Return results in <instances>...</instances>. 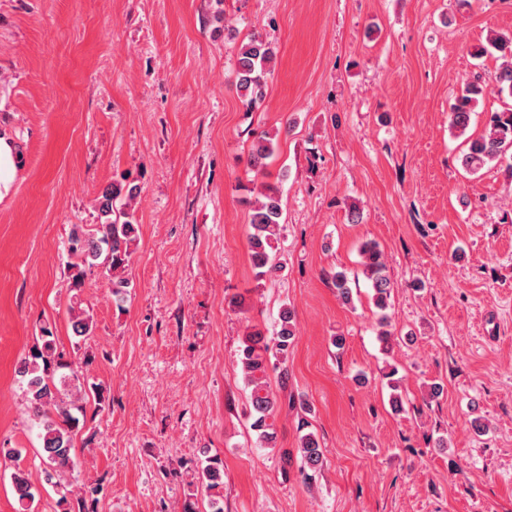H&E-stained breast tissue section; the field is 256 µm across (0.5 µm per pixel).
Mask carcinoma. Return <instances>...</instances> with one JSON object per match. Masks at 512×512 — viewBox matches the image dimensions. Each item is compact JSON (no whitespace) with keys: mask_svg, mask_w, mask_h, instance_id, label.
<instances>
[{"mask_svg":"<svg viewBox=\"0 0 512 512\" xmlns=\"http://www.w3.org/2000/svg\"><path fill=\"white\" fill-rule=\"evenodd\" d=\"M499 52L500 65L495 75L498 92L512 98V37L493 34L488 45L473 48L471 55L481 58L488 48ZM276 52L274 47L259 35L252 36L241 47L236 66L235 88L242 102L253 107L264 100L268 78L271 75ZM485 92L479 78L464 83L461 93L450 107L449 122L452 129L462 136L471 123L472 114L479 97ZM466 151L461 165L468 173H476L494 163L500 164L507 155H512V105L491 114L485 120L482 133L466 138ZM274 152L273 138L262 132L254 140L248 155V164L261 181L260 198L252 204L248 215L249 232L247 246L256 279L276 274L280 268L277 246L281 236L282 200L276 184L266 181L267 163ZM137 187L114 183L106 189L99 201L101 223L90 231H74L69 252L74 262L69 264L73 287L83 285L85 268L103 260L107 267L116 272L124 270L131 258V244L136 239V223L130 214L115 212L116 204L132 198ZM363 272L371 282L377 308L382 311L379 325H388L387 299L393 282L379 244L367 240L361 244ZM337 297L345 304L352 300L351 288L346 275L341 271L330 273ZM74 336L85 338L93 331L92 317L81 312L72 317ZM296 337L295 311L283 305L278 313L277 328L268 336L256 324L249 327L242 341L240 355L241 370L249 388L247 415L250 427L256 433L261 448H275L278 445L276 415L280 407L278 395L269 379V365L275 360L283 364L293 348ZM17 374L26 385V395L32 405L40 432L41 458L48 483L62 489L58 506L60 512H84L83 497H71L70 490L63 485L66 472L73 466L71 451L73 441L80 431V419L72 410L83 411L78 405L83 392L78 371L64 360V354L57 351L53 328L46 324L41 327V345L23 358ZM308 421L299 420L297 457L300 467L316 472L324 464V452L320 441L312 432H304ZM224 466L220 459L212 458L202 468L199 479L210 493L211 512H224L220 489L223 488ZM11 483L18 502L24 510L32 509L35 492L29 473L15 465Z\"/></svg>","mask_w":512,"mask_h":512,"instance_id":"1","label":"carcinoma"}]
</instances>
